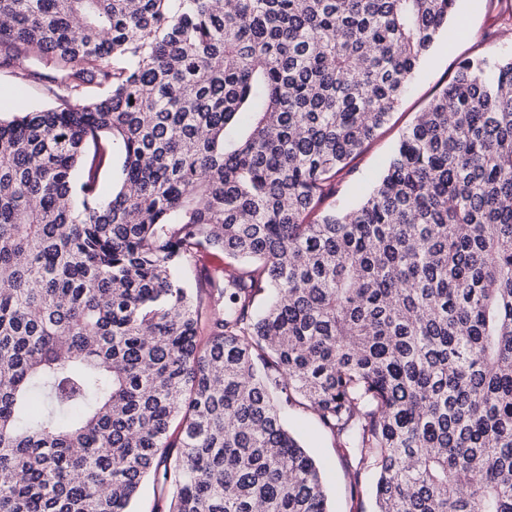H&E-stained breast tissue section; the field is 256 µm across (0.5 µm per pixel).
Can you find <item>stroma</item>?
I'll return each instance as SVG.
<instances>
[{"label":"stroma","instance_id":"obj_1","mask_svg":"<svg viewBox=\"0 0 512 512\" xmlns=\"http://www.w3.org/2000/svg\"><path fill=\"white\" fill-rule=\"evenodd\" d=\"M457 13L465 19L467 32L441 35L388 123L365 144L349 172L342 176L336 187L337 206L355 205L369 193L403 132L454 76L461 60L493 61L512 55V33L499 25L501 15L512 13V0H457ZM56 103L46 83L25 81L14 70L0 68V118L9 120L20 112ZM284 419L319 462L332 512H373V478L364 476L360 490H351L350 461L345 457L342 440L321 431L315 417L302 408H289Z\"/></svg>","mask_w":512,"mask_h":512}]
</instances>
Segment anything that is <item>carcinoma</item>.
<instances>
[{"label": "carcinoma", "mask_w": 512, "mask_h": 512, "mask_svg": "<svg viewBox=\"0 0 512 512\" xmlns=\"http://www.w3.org/2000/svg\"><path fill=\"white\" fill-rule=\"evenodd\" d=\"M456 2L0 0V67L61 91L0 120V512L147 479L153 512H329L293 404L375 512H512V58L326 205Z\"/></svg>", "instance_id": "carcinoma-1"}]
</instances>
